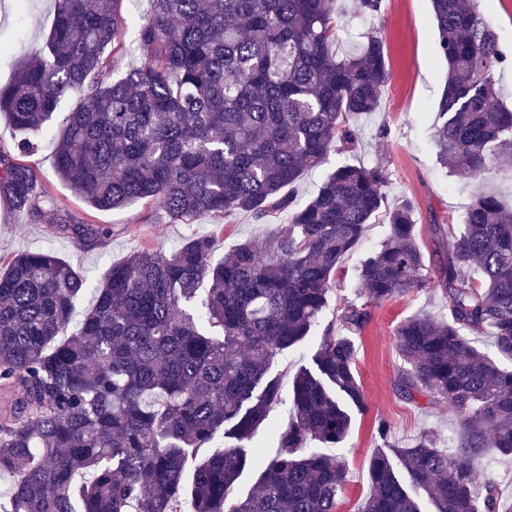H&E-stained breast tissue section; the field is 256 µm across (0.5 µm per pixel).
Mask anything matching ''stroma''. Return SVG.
<instances>
[{"label":"stroma","instance_id":"35a3bbf8","mask_svg":"<svg viewBox=\"0 0 512 512\" xmlns=\"http://www.w3.org/2000/svg\"><path fill=\"white\" fill-rule=\"evenodd\" d=\"M342 23L336 49L354 50L365 36L376 34L385 41L390 79L375 112L348 116L358 132L354 144H337L322 166L307 171L295 191L296 202L313 195L328 175L342 164H363L383 170L388 203L410 199L415 206V231L425 256L429 278L419 288L371 307L370 318L353 339L357 348V372L364 392L362 407L350 408V433L335 452L345 463L346 481L339 512H355L369 490L368 467L374 452L392 453L413 445L422 433L432 434L438 447H447L460 429L459 416L447 401L427 394L407 399L400 389L406 365L396 348L398 323L414 315L444 317L448 314L436 281L448 258L451 234L460 230L466 205L476 192L496 194L512 207V182L502 179L497 165H490L483 179L447 176L431 148L442 95L445 64L430 0H381L378 12H360L354 0H342ZM54 0H0V85L10 83L16 64L33 55L44 43L54 20ZM151 10V0H122L121 48L112 56V76L122 77L131 61L140 56L137 18ZM478 10L495 30L506 64L498 71L500 98L512 106V0H479ZM38 176L41 191L55 207L74 218L109 229L103 246L77 247L46 219L11 209L0 202V257L27 250H50L77 263L92 281H100L112 264L133 251L149 248L168 254L193 235H218L220 250L243 240L264 245L269 236L285 230L288 214L277 210L263 219L239 212L225 220L200 216L183 222L161 218L155 207L137 201L120 210L101 211L88 206L54 171L53 144L43 140L28 158ZM386 212L368 224L358 248L341 264L331 284L329 306L303 343L280 353L271 368L280 379L281 402L257 431L253 446L272 447V428L291 419L292 380L313 365L314 354L326 331L341 332L340 316L346 305L359 302L361 286L357 269L364 254L389 237ZM387 424V438H380L379 424Z\"/></svg>","mask_w":512,"mask_h":512}]
</instances>
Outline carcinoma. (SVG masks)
Masks as SVG:
<instances>
[{"label":"carcinoma","mask_w":512,"mask_h":512,"mask_svg":"<svg viewBox=\"0 0 512 512\" xmlns=\"http://www.w3.org/2000/svg\"><path fill=\"white\" fill-rule=\"evenodd\" d=\"M118 2L55 0L45 45L0 86V112L23 135L19 155L39 136L54 140L57 176L98 210L141 200L176 222L287 208L288 230L216 262L214 236L169 256L138 250L95 285L48 250L0 266V478H11L0 512H338L342 461L303 448L342 443L346 405H363L349 336H324L316 371L296 373L291 421L274 448L255 452L257 490L233 491L245 446L281 401L274 359L310 335L336 270L385 206L384 173L354 165L303 204L293 195L336 143L354 142L345 117L376 109L389 77L384 41L371 35L338 56L330 0H152L140 60L114 80ZM430 2L447 65L432 145L450 175L477 179L512 154V109L496 88L504 58L476 0ZM66 97L74 103L56 135ZM42 197L34 168L0 153L1 201L47 215L78 245L107 238L42 211ZM413 211L409 200L390 210L389 239L363 258L366 301L345 307L349 331L364 327L368 305L425 285ZM453 238L438 280L450 318L409 317L396 336L405 392L448 400L460 435L449 448L424 435L396 450L407 483L374 454L357 512H420L414 487L436 512H512L483 472L492 452L512 458V369L466 334L485 329L512 357V210L478 192ZM219 436L229 445L214 449Z\"/></svg>","instance_id":"1"}]
</instances>
